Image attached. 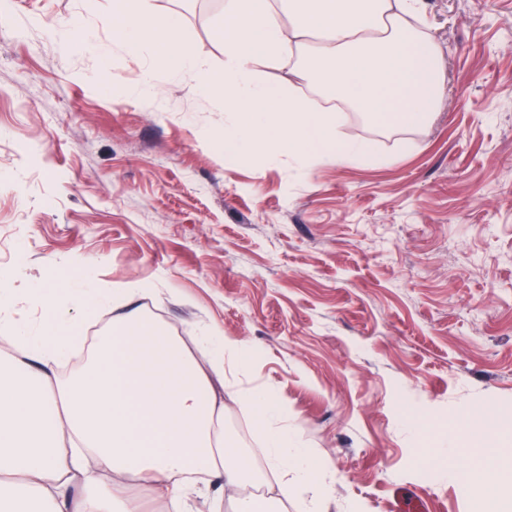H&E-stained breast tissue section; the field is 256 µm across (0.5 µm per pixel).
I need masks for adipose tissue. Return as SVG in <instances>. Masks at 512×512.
<instances>
[{"label": "adipose tissue", "instance_id": "1", "mask_svg": "<svg viewBox=\"0 0 512 512\" xmlns=\"http://www.w3.org/2000/svg\"><path fill=\"white\" fill-rule=\"evenodd\" d=\"M421 11L422 0H226L219 75L176 37L178 18L151 13L148 0H113L112 40L128 52L155 51L170 74L191 72L225 111L246 113L231 132L239 154L285 149L354 164L370 160L369 144L339 138L338 116L296 87L266 84L255 64H282L296 47L298 71L325 98L387 126L421 127L442 91L437 50L408 23ZM77 331L73 323L4 339L17 354L0 370V512H144L143 496L126 489L130 477L144 496L164 501V512H193L190 474H207L219 497L239 485L245 465L224 445V399L213 381L225 361L248 365L246 344L205 326L204 369L153 320L133 316L102 337L89 371L58 381L51 367ZM241 398L265 435L271 467L324 495L328 485L284 425L281 405L264 392ZM103 474L111 484L100 482Z\"/></svg>", "mask_w": 512, "mask_h": 512}]
</instances>
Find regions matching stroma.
Instances as JSON below:
<instances>
[{"instance_id": "1", "label": "stroma", "mask_w": 512, "mask_h": 512, "mask_svg": "<svg viewBox=\"0 0 512 512\" xmlns=\"http://www.w3.org/2000/svg\"><path fill=\"white\" fill-rule=\"evenodd\" d=\"M214 70L225 0H150ZM111 0H7L0 9V272L30 331L38 292L91 281L107 297L82 315L105 336L130 308L199 364L202 326L246 343L224 365V442L274 512H308L278 492L264 440L239 391L283 408L334 481L320 512H478L479 487L437 477L454 439L477 470L498 449L512 487V0H423L420 30L443 65L429 126L388 127L343 110L341 138L382 165H337L281 151L240 156L231 125L191 75L171 77L114 47ZM92 28L99 51L64 53L44 24ZM153 69L164 97L138 89ZM132 282L155 292L111 299Z\"/></svg>"}]
</instances>
